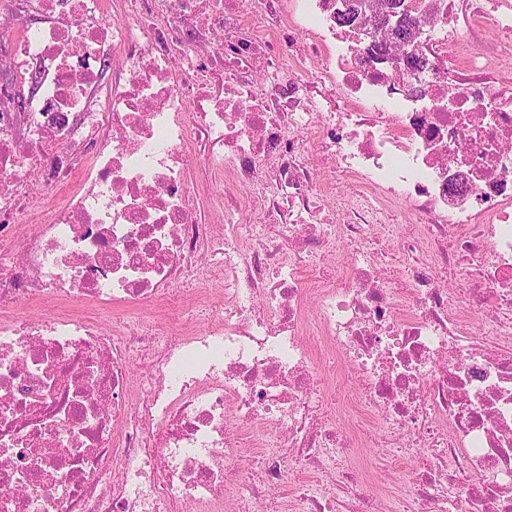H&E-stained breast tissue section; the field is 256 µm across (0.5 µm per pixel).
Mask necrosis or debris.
Listing matches in <instances>:
<instances>
[{
  "instance_id": "obj_1",
  "label": "necrosis or debris",
  "mask_w": 512,
  "mask_h": 512,
  "mask_svg": "<svg viewBox=\"0 0 512 512\" xmlns=\"http://www.w3.org/2000/svg\"><path fill=\"white\" fill-rule=\"evenodd\" d=\"M40 2L0 0V512H336L369 430L415 476L357 512H512V0H411L408 74L336 0Z\"/></svg>"
}]
</instances>
